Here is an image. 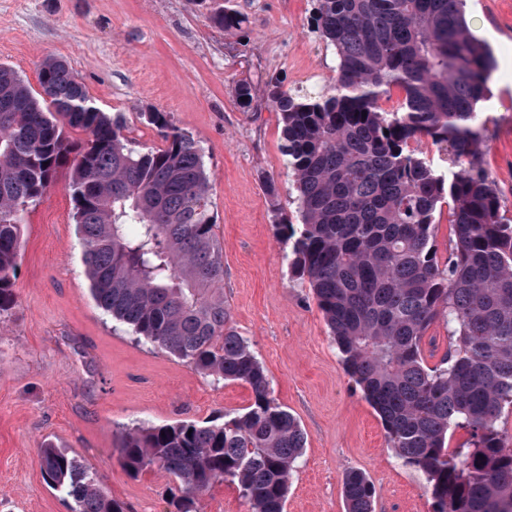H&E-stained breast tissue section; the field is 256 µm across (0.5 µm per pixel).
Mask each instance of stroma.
I'll use <instances>...</instances> for the list:
<instances>
[{
	"label": "stroma",
	"instance_id": "obj_1",
	"mask_svg": "<svg viewBox=\"0 0 512 512\" xmlns=\"http://www.w3.org/2000/svg\"><path fill=\"white\" fill-rule=\"evenodd\" d=\"M224 4L243 16L241 29L211 23ZM312 9L313 0H0V63L34 86L45 59L62 60L140 149L163 145L142 117L149 109L168 113L203 148L230 324L307 435L285 512H345L343 481L355 470L375 487V512H432L424 476L388 447L275 233L279 213L295 212V192L265 81L277 75L308 93L327 85L336 56L313 31ZM465 11L496 59L478 106L482 167L512 220V0H467ZM242 80L253 86L249 112L235 101ZM270 178L275 207L264 191ZM21 224L17 302L0 315V512H73L72 499L42 477L46 443L67 449L127 512H175L171 477L129 475L118 436L181 420L210 424L244 411L249 386L214 385L95 304L68 169Z\"/></svg>",
	"mask_w": 512,
	"mask_h": 512
}]
</instances>
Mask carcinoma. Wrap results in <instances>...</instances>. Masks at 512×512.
Masks as SVG:
<instances>
[{
	"mask_svg": "<svg viewBox=\"0 0 512 512\" xmlns=\"http://www.w3.org/2000/svg\"><path fill=\"white\" fill-rule=\"evenodd\" d=\"M463 7L315 0L314 32L336 51L329 88L307 93L276 75L266 81L301 221L296 229L282 217L276 229L390 447L425 476L433 512H512V448L497 429L512 406V224L480 161L478 104L495 61ZM210 20L226 32L243 23L230 8ZM38 81L36 92L0 64V314L16 303L21 215L67 166L98 307L196 371L253 394L244 413L220 423L121 433L123 467L134 477L166 471L181 491L177 512H195L196 499L224 481L237 484L250 512H284L306 439L228 325L201 148L168 113L151 110L144 117L165 146L136 149L122 120L97 107L60 60H45ZM395 88L403 102L386 111L380 101ZM235 95L249 111L250 84ZM68 130L85 138L74 141ZM424 138L446 152L448 172L416 148ZM444 203L453 246L441 262L434 231ZM440 317L449 347L430 367L425 338ZM458 429L469 439L451 448ZM39 461L74 512H124L66 449L48 443ZM343 493L346 512H374L364 473H347Z\"/></svg>",
	"mask_w": 512,
	"mask_h": 512,
	"instance_id": "cac0c4a2",
	"label": "carcinoma"
}]
</instances>
